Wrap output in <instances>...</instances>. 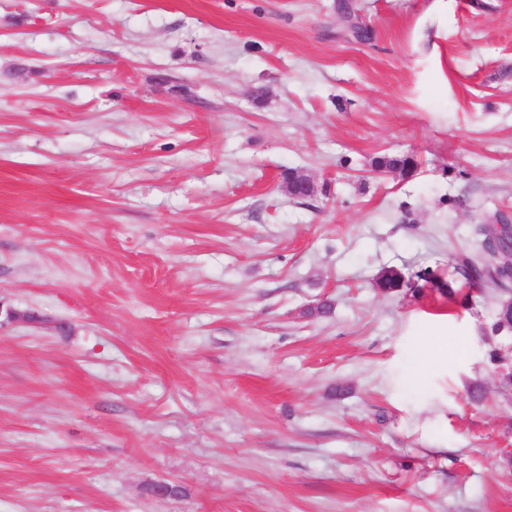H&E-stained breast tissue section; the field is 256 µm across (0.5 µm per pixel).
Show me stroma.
Returning <instances> with one entry per match:
<instances>
[{"label": "stroma", "instance_id": "stroma-1", "mask_svg": "<svg viewBox=\"0 0 512 512\" xmlns=\"http://www.w3.org/2000/svg\"><path fill=\"white\" fill-rule=\"evenodd\" d=\"M499 210L512 0H0V512H512ZM489 241L490 237L488 234H486L482 244L483 252L485 255L484 259L481 258L480 260H475L470 257H464L460 259L453 268L456 273L461 274L468 282L471 280L475 283H491L501 290L503 297H509V292L506 290V288H503V286L492 274L493 265L491 262L492 256L490 253Z\"/></svg>", "mask_w": 512, "mask_h": 512}]
</instances>
